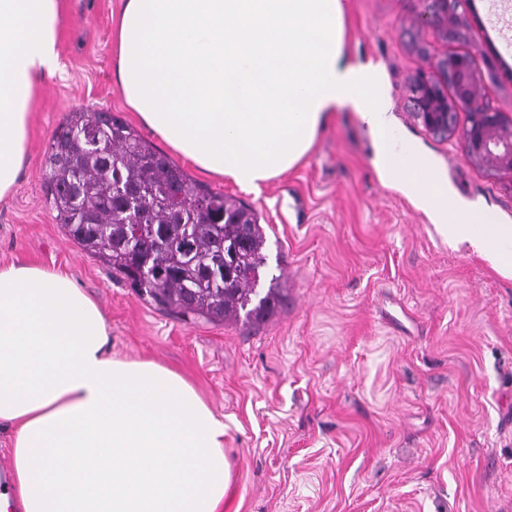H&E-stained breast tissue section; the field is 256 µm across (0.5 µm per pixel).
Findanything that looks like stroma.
<instances>
[{
	"instance_id": "stroma-1",
	"label": "stroma",
	"mask_w": 512,
	"mask_h": 512,
	"mask_svg": "<svg viewBox=\"0 0 512 512\" xmlns=\"http://www.w3.org/2000/svg\"><path fill=\"white\" fill-rule=\"evenodd\" d=\"M345 52L382 73L400 135L463 205L512 224V173L433 137L409 101L445 51L469 54L485 103L512 116V0H462L457 38L418 25L422 0H349ZM119 0H64L62 68L42 80L30 151L0 200V264L70 275L99 304L113 354L178 371L224 416L232 478L222 512H512V274L448 246L424 210L382 182L367 130L340 110L302 162L260 191L192 176L251 205L262 281L287 291L263 323L163 312L69 239L42 192L64 116L138 120L115 81Z\"/></svg>"
}]
</instances>
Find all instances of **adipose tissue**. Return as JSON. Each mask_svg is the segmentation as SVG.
<instances>
[{"label":"adipose tissue","instance_id":"ef3b65f1","mask_svg":"<svg viewBox=\"0 0 512 512\" xmlns=\"http://www.w3.org/2000/svg\"><path fill=\"white\" fill-rule=\"evenodd\" d=\"M346 0H121L117 82L179 156L245 191L293 169L336 110L368 131L381 179L449 240L512 273V224L468 210L395 131L382 75L348 59ZM62 0H0V199L32 108L61 66ZM101 307L69 275L0 266V427L13 478L0 512H221L224 417L178 372L113 356Z\"/></svg>","mask_w":512,"mask_h":512}]
</instances>
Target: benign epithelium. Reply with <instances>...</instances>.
<instances>
[{
	"instance_id": "obj_1",
	"label": "benign epithelium",
	"mask_w": 512,
	"mask_h": 512,
	"mask_svg": "<svg viewBox=\"0 0 512 512\" xmlns=\"http://www.w3.org/2000/svg\"><path fill=\"white\" fill-rule=\"evenodd\" d=\"M421 22L448 38L459 23L458 0H425ZM415 118L433 136L446 139L457 131L458 115L468 113L460 140L465 154L491 171L512 173V117L483 103L472 58L460 52L435 55L430 71L410 85Z\"/></svg>"
}]
</instances>
